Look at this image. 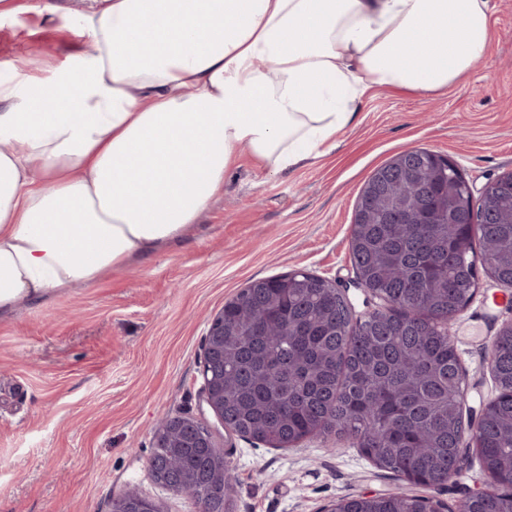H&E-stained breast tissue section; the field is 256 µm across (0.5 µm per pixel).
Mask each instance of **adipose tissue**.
Wrapping results in <instances>:
<instances>
[{
	"mask_svg": "<svg viewBox=\"0 0 512 512\" xmlns=\"http://www.w3.org/2000/svg\"><path fill=\"white\" fill-rule=\"evenodd\" d=\"M89 48L0 82V313L154 255L224 192L325 156L375 87L485 59L489 0H85Z\"/></svg>",
	"mask_w": 512,
	"mask_h": 512,
	"instance_id": "obj_1",
	"label": "adipose tissue"
}]
</instances>
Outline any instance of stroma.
<instances>
[{"instance_id": "obj_1", "label": "stroma", "mask_w": 512, "mask_h": 512, "mask_svg": "<svg viewBox=\"0 0 512 512\" xmlns=\"http://www.w3.org/2000/svg\"><path fill=\"white\" fill-rule=\"evenodd\" d=\"M57 2L51 18L0 19V80L49 79L86 50L82 0ZM491 4L490 53L461 83L435 97L372 89L326 157L273 174L241 155L185 238L92 286L0 314V512H110L130 487L164 512H199L191 495L166 492L149 473L155 427L175 415L194 417L223 450L229 512H320L403 488L457 512L465 492L484 487L475 457L434 490L405 485L347 440L278 449L227 436L202 401L200 370L209 320L251 281L303 268L347 287L356 317L373 309L352 285V226L365 183L398 153L446 156L476 189L512 170V0ZM511 292L483 278L453 324L476 409L498 395L488 357L512 321Z\"/></svg>"}]
</instances>
